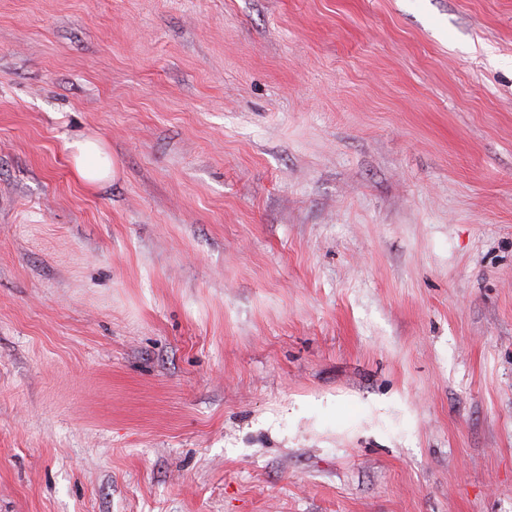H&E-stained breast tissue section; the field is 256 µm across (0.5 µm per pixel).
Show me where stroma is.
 <instances>
[{"mask_svg":"<svg viewBox=\"0 0 512 512\" xmlns=\"http://www.w3.org/2000/svg\"><path fill=\"white\" fill-rule=\"evenodd\" d=\"M0 512H512V0H0ZM73 169L89 186L107 181L112 174V159L96 139H84L70 145Z\"/></svg>","mask_w":512,"mask_h":512,"instance_id":"stroma-1","label":"stroma"}]
</instances>
